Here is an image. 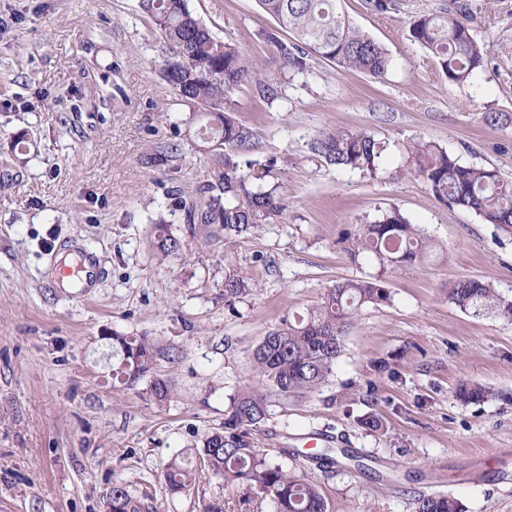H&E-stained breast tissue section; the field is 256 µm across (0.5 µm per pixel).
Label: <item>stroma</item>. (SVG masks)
<instances>
[{"label": "stroma", "mask_w": 512, "mask_h": 512, "mask_svg": "<svg viewBox=\"0 0 512 512\" xmlns=\"http://www.w3.org/2000/svg\"><path fill=\"white\" fill-rule=\"evenodd\" d=\"M466 2L487 62L455 84L410 34L452 0H391L384 11L343 0L392 60L380 80L311 56L300 71L283 65L280 28L257 0H187L217 40L280 79L269 100L242 83L235 117L255 133L254 158L285 172L288 211L228 239L219 225L184 224L168 198L190 197L206 160L189 106L162 78L164 47L141 0H0V512H107L117 482L158 512H274L258 496L240 504L206 473L189 494H170L163 474L256 384L252 351L268 331L336 283L371 278L390 302L364 309L316 392L270 398L255 444L316 482L330 512H414L432 492L465 512H512V321L448 301L465 279L512 299V237L400 174L408 146L428 141L512 181V0ZM488 112L504 122L487 124ZM23 130L25 156L12 148ZM334 130L388 143L376 176L313 156L310 143ZM162 143L177 151L156 166ZM394 208L439 244L426 265L384 268L348 252L360 225ZM161 220L183 243L164 260L151 246ZM62 244L97 256L90 295L50 282ZM229 273L249 284L231 304ZM116 332L154 342L165 403L148 380L113 385ZM468 382L491 397L462 403L456 389ZM373 415L380 430L361 424ZM325 448L336 466L313 461Z\"/></svg>", "instance_id": "stroma-1"}]
</instances>
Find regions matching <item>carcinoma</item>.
<instances>
[{"label":"carcinoma","mask_w":512,"mask_h":512,"mask_svg":"<svg viewBox=\"0 0 512 512\" xmlns=\"http://www.w3.org/2000/svg\"><path fill=\"white\" fill-rule=\"evenodd\" d=\"M258 2L291 35L285 42L276 41L289 67L304 69L305 56L312 54L374 79L387 74L391 64L387 51L351 21L342 0ZM142 7L167 49L164 79L202 117L195 138L207 158L203 180L191 200L179 197L175 206L184 212L186 223L221 224L226 237L278 222L288 209L283 178H274L275 162L250 159L254 133L232 116L233 95L242 82L259 75L262 91L272 95L275 76L262 73L256 60L235 43L215 39L186 0H142ZM411 36L452 83H465L484 67L483 48L462 10L420 16ZM310 150L337 167L374 175L385 146L366 132L336 130L314 139ZM408 154L410 163L403 174L421 178L439 200L473 211L501 234L512 236V182L493 169L463 165L431 142L411 145ZM243 166L248 172L241 170ZM153 247L164 259L178 254L183 243L160 225ZM435 249V243L395 209L372 224L360 225L349 237L348 247L354 257L369 254L380 264L395 267L423 265ZM247 291L244 279L225 277L224 297L232 301ZM390 299L380 279H349L330 289L305 315L268 332L253 351L258 385L233 398L223 430L206 434L196 462L174 459L167 465L164 480L169 492L189 493L202 470L241 489L244 504L256 494L270 500L275 512H329L320 486L272 463L256 447L252 434L267 419L268 393L295 398L319 389L332 374L363 308ZM448 301L475 317L496 314L512 321V300L484 281L457 282L448 291ZM155 354L154 344L145 336L112 337V356L118 358L113 378L132 386L148 377L151 395L163 402L169 388L165 380L153 376ZM489 394L479 384H461L456 390L464 403L481 401ZM110 503L112 512H157L122 483L112 485ZM414 512L464 510L454 497L428 494L415 499Z\"/></svg>","instance_id":"carcinoma-1"}]
</instances>
